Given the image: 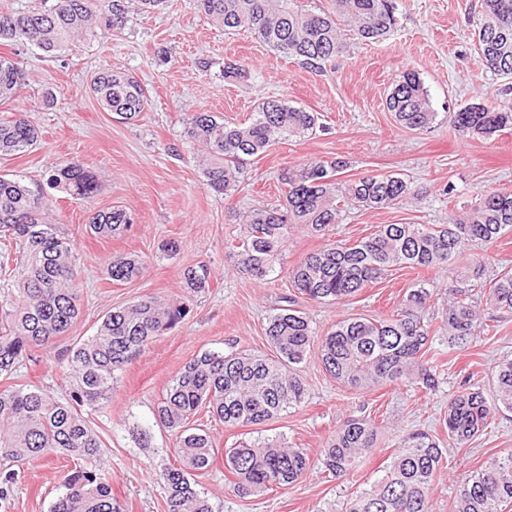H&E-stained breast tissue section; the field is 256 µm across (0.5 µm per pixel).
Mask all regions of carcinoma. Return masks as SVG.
<instances>
[{"instance_id":"obj_1","label":"carcinoma","mask_w":512,"mask_h":512,"mask_svg":"<svg viewBox=\"0 0 512 512\" xmlns=\"http://www.w3.org/2000/svg\"><path fill=\"white\" fill-rule=\"evenodd\" d=\"M213 24L230 34L243 27L262 43L320 74L336 59L344 41L342 27L364 42H377L397 26L395 0H331L328 8L308 9L301 0H196ZM93 0H52L48 7L28 13L0 11V45L31 44L42 51L63 53L77 36L94 28ZM124 0H112L107 30L122 26ZM478 61L489 72L512 77V0H482L474 29ZM23 73L11 55L0 52V105L13 100ZM91 91L100 107L126 120L149 106L147 89L134 76L112 70L97 73ZM397 123L423 130L436 118L428 91L418 74L403 72L386 98ZM454 128L463 136H491L512 128V110L493 104L467 107L453 113ZM318 114L280 99L258 104L249 122L226 124L210 112L187 119V137L205 150L206 185L226 196L236 187L244 157L263 154L276 142L311 135ZM38 131L25 112L0 117V156L27 152ZM336 161L314 160L287 169L282 200L253 209L246 231L236 245L238 271L266 281L275 273L272 259L285 246L290 230L303 226L323 238L338 223L344 202L358 208L398 206L414 194L411 183L392 175L337 178ZM48 184L76 199H89L98 189L96 175L73 161L50 170ZM44 194L34 193L20 179L0 176V288L11 297L0 307V501L9 499L17 484L16 467L63 453L74 461L64 476L65 493L52 512H120L109 478L100 468L101 441L89 415L112 397L119 373L155 338L175 328L189 309L154 296L107 311L97 333L83 341L67 342L80 316V303L71 266L72 242L58 225L46 222ZM131 218L122 209L99 211L88 224L100 237L128 230ZM512 233V190L489 188L446 224H380L353 244L336 241L306 254L287 270L291 286L315 303L354 297L388 272L404 268L448 270L464 246L480 240L493 244ZM140 258L118 255L107 272L113 283L142 275ZM473 270L475 283L455 289L445 319L434 328L421 317L433 293L418 284L407 291L390 315L375 319L353 317L336 322L320 341L325 370L352 388H366L403 379L433 391L444 372L441 346L463 349L475 340L474 323L482 305L512 312V269L483 278ZM184 281L191 290L209 286L207 270L189 268ZM275 358L231 352H204L187 362L166 390L154 418L175 435V463L159 480L166 489L167 512H212L209 499L195 489L193 477L209 471L216 460L208 433L193 432L189 419L202 407L226 427L259 425L278 418L302 403L306 389L295 373L317 338L307 314L289 305L268 318L265 328ZM56 348L63 376L73 387L53 397L18 381L20 369L36 353ZM493 399L483 388L466 381L448 399L444 424L448 439L461 448L491 424L493 416L512 411V359L499 364L492 376ZM378 424L349 418L323 448L324 471L340 479L360 455L376 445ZM232 492L239 498L284 489L311 468L302 448L285 447L267 439L226 451ZM443 459L435 438L423 431L405 435L383 474L370 488L352 497L344 512H432V493ZM512 506V450L487 460L458 486L455 512H505Z\"/></svg>"}]
</instances>
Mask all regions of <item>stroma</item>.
<instances>
[{"instance_id":"obj_1","label":"stroma","mask_w":512,"mask_h":512,"mask_svg":"<svg viewBox=\"0 0 512 512\" xmlns=\"http://www.w3.org/2000/svg\"><path fill=\"white\" fill-rule=\"evenodd\" d=\"M399 25L388 38L365 44L347 37L344 51L319 75L302 69L250 34H230L213 25L194 0H165L161 10L141 9L129 0L122 29L75 40L57 57L33 46L16 47L26 75L20 95L1 109L28 113L42 134L24 154L0 157V175H16L50 200L47 220L74 241L72 262L81 296V315L69 338L95 335L110 309L146 296L185 303L186 319L157 337L119 375L112 399L96 412L90 426L102 442L101 465L123 512H165L166 492L159 472L172 463L174 438L156 424L153 412L168 385L196 355L236 351L271 354L265 336L267 319L292 295L287 279L262 283L237 270L229 242L243 231L242 216L282 196L280 174L312 160L343 162L341 180L376 174L409 179L417 194L395 208H346L329 239L355 242L380 224H444L456 203L474 199L483 190H512V128L491 138H463L446 116L465 106L494 100L512 107V79L479 64L473 32L481 0H396ZM235 63L247 71L238 81L224 77ZM112 69L137 77L150 101L135 120L103 111L90 91L98 72ZM414 70L428 90L437 117L432 128L411 131L398 125L385 99L405 70ZM277 97L319 113L323 130L305 138L273 145L241 164L240 186L231 197L205 185L201 151L185 134L192 113L212 112L226 123L247 121L257 104ZM79 160L94 171L99 191L77 200L49 188V170ZM125 210L132 219L122 236L102 238L85 230L95 212ZM175 241L172 257L161 253ZM123 253L146 263L142 277L114 284L107 274L112 255ZM483 264L498 270L512 266V234L487 246L467 244L455 267L427 271L423 277L434 298L422 316L440 326L449 288L465 266ZM205 266L209 288L193 292L183 272ZM415 275L391 272L336 304L299 298L296 308L307 313L319 333L337 321L366 315L380 318L396 308ZM477 340L446 354L447 371L435 391L406 381L368 389H352L324 368L318 349L300 364L306 384L304 402L275 422L227 428L197 416L216 448L239 442L280 438L305 449L312 466L288 488L242 499L225 488L227 471L216 460L196 488L208 497L214 512H342L346 499L369 488L389 463L402 435L423 430L443 440L446 460L437 474L433 512H453L459 482L489 458L512 449V412L497 414L491 426L467 447L448 443L443 424L448 399L467 375L488 379L503 358H512V312L486 311ZM59 353L40 351L23 368V380L45 392L64 395L69 385L60 376ZM350 417L383 418L377 445L362 455L347 478L325 477L321 451L329 437ZM66 462L55 459L24 465L8 505L0 512H51L64 492Z\"/></svg>"}]
</instances>
